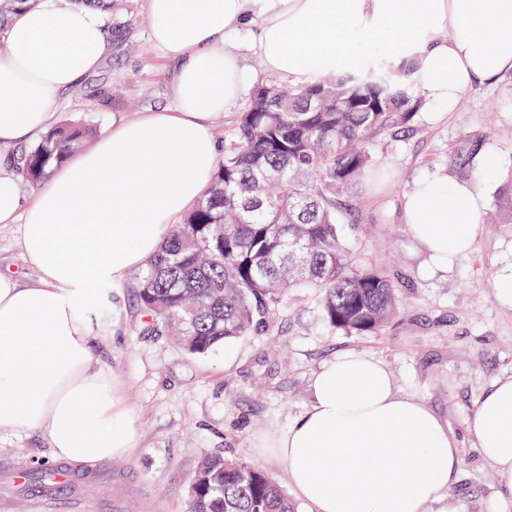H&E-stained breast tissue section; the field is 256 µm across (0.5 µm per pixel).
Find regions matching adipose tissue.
Here are the masks:
<instances>
[{"label": "adipose tissue", "mask_w": 512, "mask_h": 512, "mask_svg": "<svg viewBox=\"0 0 512 512\" xmlns=\"http://www.w3.org/2000/svg\"><path fill=\"white\" fill-rule=\"evenodd\" d=\"M150 39L177 62L170 107L106 129L21 195L0 170V224L17 228L37 273L0 272V431H41L55 457L91 468L127 455L132 416L97 368L91 323L78 305L121 283L209 189L222 146L211 120L240 99L243 58L226 32L256 27L265 71L295 84L334 65L341 33L367 40L393 30L395 64L410 65L431 102L452 103L477 80L512 70V0H146ZM0 42V148L45 133L57 98L94 70L108 44L100 10L57 4L14 15ZM483 195L442 171L402 199L429 273L472 252ZM469 433L512 492V377L483 395ZM272 446L308 512H426L447 504L458 443L388 366L347 351L320 366L305 413Z\"/></svg>", "instance_id": "adipose-tissue-1"}]
</instances>
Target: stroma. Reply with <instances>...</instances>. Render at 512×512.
<instances>
[{
    "label": "stroma",
    "mask_w": 512,
    "mask_h": 512,
    "mask_svg": "<svg viewBox=\"0 0 512 512\" xmlns=\"http://www.w3.org/2000/svg\"><path fill=\"white\" fill-rule=\"evenodd\" d=\"M109 48L96 70L57 99L52 124L72 117L102 132L112 123L168 106L175 69L149 40L145 0H121L104 17ZM404 89L414 118L397 135L371 145L379 184L360 181L344 197V245L355 265L383 271L397 285L395 315L378 331L348 334L329 327L313 290H290L270 326L194 355L148 330L131 287L101 289L91 307L92 347L120 385L137 442L125 458L83 469L55 459L42 432L0 433V512H187L202 458L223 455L258 465L291 490L287 471L263 442L288 426L309 402L322 363L355 350L383 360L404 394L423 401L448 424L463 464L448 487L450 512H512V494L467 433L481 397L512 375V310L493 289L512 264V224L494 205L512 173V72L474 82L455 105H435ZM485 138L499 175L479 178L484 197L471 254L448 273L423 271L424 256L407 233L402 197L427 171H450L461 135Z\"/></svg>",
    "instance_id": "35a3bbf8"
}]
</instances>
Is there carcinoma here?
I'll return each mask as SVG.
<instances>
[{
    "label": "carcinoma",
    "instance_id": "obj_1",
    "mask_svg": "<svg viewBox=\"0 0 512 512\" xmlns=\"http://www.w3.org/2000/svg\"><path fill=\"white\" fill-rule=\"evenodd\" d=\"M36 0H0V33ZM401 71L383 53L357 70L308 85L272 79L238 113L211 186L174 225L133 285L147 325L205 354L270 322L290 288H311L334 329L364 334L395 314L394 285L357 269L342 242V197L370 170V142L414 117ZM91 130L76 120L49 129L18 158L29 183L78 152ZM483 140H460L453 164L474 173ZM495 205L512 224V177ZM190 512H295L283 488L247 461L206 456L194 475Z\"/></svg>",
    "mask_w": 512,
    "mask_h": 512
}]
</instances>
